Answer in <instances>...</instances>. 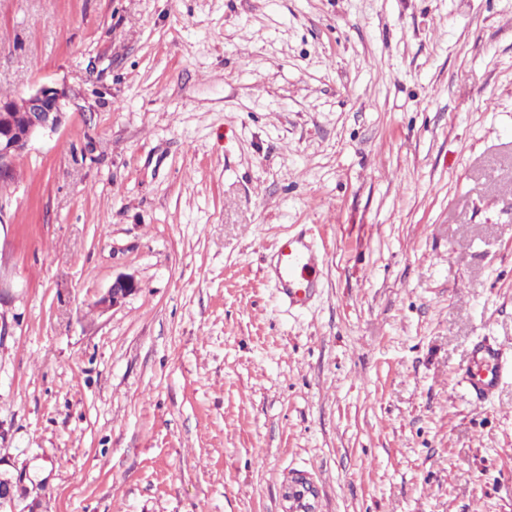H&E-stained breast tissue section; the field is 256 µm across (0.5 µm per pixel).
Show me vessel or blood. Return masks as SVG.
I'll return each mask as SVG.
<instances>
[{
  "label": "vessel or blood",
  "mask_w": 512,
  "mask_h": 512,
  "mask_svg": "<svg viewBox=\"0 0 512 512\" xmlns=\"http://www.w3.org/2000/svg\"><path fill=\"white\" fill-rule=\"evenodd\" d=\"M273 273L289 305H305L316 291L319 275L312 242L302 234L285 237L274 253ZM504 352V346L495 341L483 339L475 344L463 375L474 403L485 402L498 388L506 366Z\"/></svg>",
  "instance_id": "obj_1"
}]
</instances>
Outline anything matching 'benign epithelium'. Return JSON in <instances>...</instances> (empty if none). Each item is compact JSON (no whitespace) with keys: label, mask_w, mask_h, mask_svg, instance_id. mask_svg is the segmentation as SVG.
<instances>
[{"label":"benign epithelium","mask_w":512,"mask_h":512,"mask_svg":"<svg viewBox=\"0 0 512 512\" xmlns=\"http://www.w3.org/2000/svg\"><path fill=\"white\" fill-rule=\"evenodd\" d=\"M63 92L50 86L19 99L0 101V181L14 178V163L26 151L32 139L56 130L62 122ZM138 282L130 276H118L103 294L97 306L114 307L136 293ZM30 475L21 470L15 477L0 474V512H36V504L26 503ZM282 497L288 503L284 512H316L317 492L303 476H297L283 487Z\"/></svg>","instance_id":"7a95c632"}]
</instances>
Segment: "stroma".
<instances>
[{"mask_svg": "<svg viewBox=\"0 0 512 512\" xmlns=\"http://www.w3.org/2000/svg\"><path fill=\"white\" fill-rule=\"evenodd\" d=\"M0 472L48 512H512V0H0ZM311 230L321 285L266 269ZM120 275L140 289L95 301ZM63 92L41 86L19 99L0 101V181L14 178V163L32 139L62 122ZM505 347L496 341L482 339L471 353L463 381L475 404H481L493 396L498 388L506 363ZM282 497L289 504L284 512H316L317 492L303 476H297L283 487Z\"/></svg>", "mask_w": 512, "mask_h": 512, "instance_id": "35a3bbf8", "label": "stroma"}]
</instances>
